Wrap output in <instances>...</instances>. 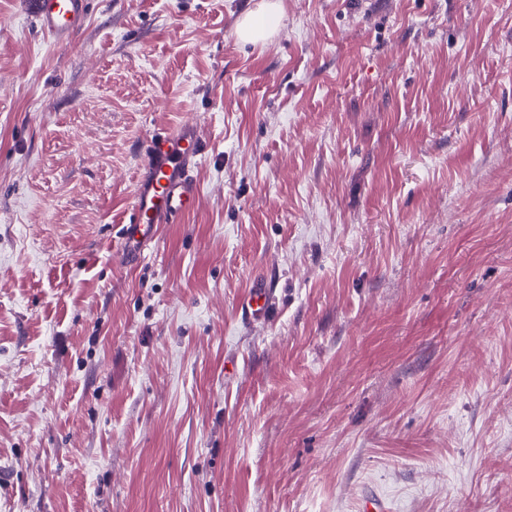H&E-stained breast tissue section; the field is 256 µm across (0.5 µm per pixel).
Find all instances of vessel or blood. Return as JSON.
I'll return each instance as SVG.
<instances>
[{
    "mask_svg": "<svg viewBox=\"0 0 512 512\" xmlns=\"http://www.w3.org/2000/svg\"><path fill=\"white\" fill-rule=\"evenodd\" d=\"M88 0H35L34 14L40 29L56 44L70 43L87 17ZM204 144L194 125L152 137L145 172L131 211L123 224L119 253L124 263L140 260L157 239L161 225L175 222L195 202L191 179ZM275 280L260 275L240 304L241 318L253 323L265 319L272 304Z\"/></svg>",
    "mask_w": 512,
    "mask_h": 512,
    "instance_id": "b4317fda",
    "label": "vessel or blood"
}]
</instances>
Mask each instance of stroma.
Returning <instances> with one entry per match:
<instances>
[{
  "label": "stroma",
  "instance_id": "35a3bbf8",
  "mask_svg": "<svg viewBox=\"0 0 512 512\" xmlns=\"http://www.w3.org/2000/svg\"><path fill=\"white\" fill-rule=\"evenodd\" d=\"M259 2L0 0V512H512V0ZM89 0H35L40 29L57 45L68 44L85 23ZM256 9L246 12L238 27L244 41L265 42L273 36L281 16V1L261 0ZM203 152L193 124L151 138L145 172L123 224L118 251L124 263L140 260L157 239L161 224H172L194 204L197 190L191 172ZM275 279L272 275H260L240 304L241 318L247 323L264 320L272 304Z\"/></svg>",
  "mask_w": 512,
  "mask_h": 512
}]
</instances>
